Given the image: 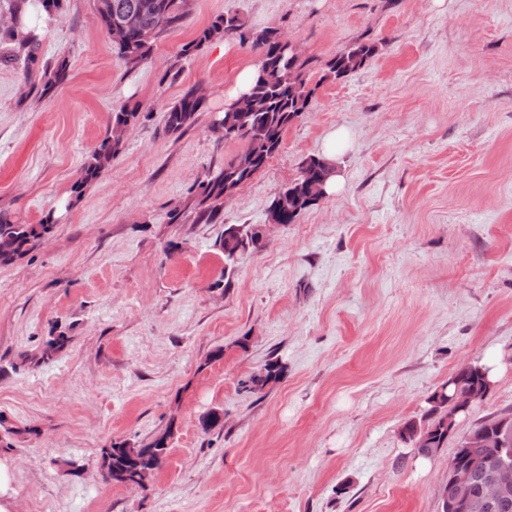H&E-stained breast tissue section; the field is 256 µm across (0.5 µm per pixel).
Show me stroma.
<instances>
[{"instance_id":"35a3bbf8","label":"stroma","mask_w":512,"mask_h":512,"mask_svg":"<svg viewBox=\"0 0 512 512\" xmlns=\"http://www.w3.org/2000/svg\"><path fill=\"white\" fill-rule=\"evenodd\" d=\"M227 13L300 45L313 94L223 223L173 224L193 184L241 149L210 124L255 54L235 39L182 53ZM34 26L41 71L63 61L69 79L39 97L0 47V214L56 221L0 264L11 512H442L452 450L422 457L401 425L466 361L499 367L458 433L512 413V0H193L136 69L95 0ZM365 40L375 58L326 79ZM196 84V123L165 135V107ZM134 104L111 167L74 193L113 112ZM340 128L341 190L273 229L225 282V225L266 223ZM272 358L280 379L240 391ZM212 411L224 423L204 429ZM166 430L147 487L104 477L112 442L140 448ZM378 46L371 41H358L331 59L326 67L327 77L340 80L361 69L377 53Z\"/></svg>"}]
</instances>
